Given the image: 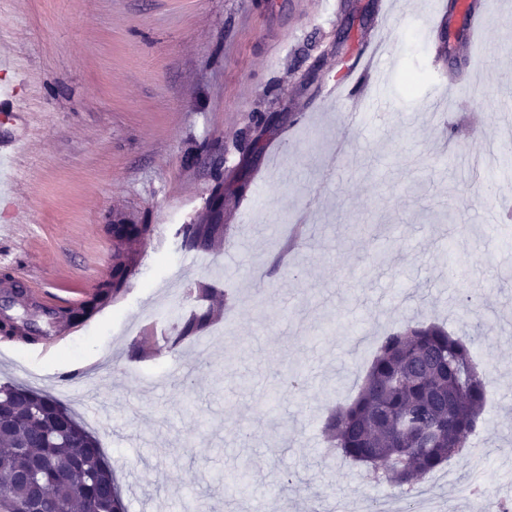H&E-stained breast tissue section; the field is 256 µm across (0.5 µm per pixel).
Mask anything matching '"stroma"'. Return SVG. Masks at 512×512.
Instances as JSON below:
<instances>
[{"label":"stroma","mask_w":512,"mask_h":512,"mask_svg":"<svg viewBox=\"0 0 512 512\" xmlns=\"http://www.w3.org/2000/svg\"><path fill=\"white\" fill-rule=\"evenodd\" d=\"M447 0H408L423 34H392L383 72L363 80L391 118H369L340 149L338 111L318 109L325 78L354 61L377 0H0V290H48L75 307L108 278L116 213L149 225L102 316L48 322L8 306L47 338L0 353V384L27 383L88 422L127 512H380L401 486H375L330 449L331 409L353 402L386 333L415 318L467 337L497 397L472 454L428 478L439 512H476L471 493L512 498V219L466 210L512 198L487 144L512 126V0L493 21L475 89L440 100L433 55ZM277 114L268 129L258 114ZM458 124L452 156L442 128ZM287 138L276 167L252 139ZM246 184L245 195L235 192ZM224 230L205 250L182 228ZM477 298L475 307L462 304ZM177 347L142 335L154 322ZM298 375L300 388L279 386ZM221 211L219 210L215 216L217 221L213 224L202 226L200 224H187L183 227V243L189 248H201L212 241L215 233L218 232L222 224H218L221 219Z\"/></svg>","instance_id":"1"}]
</instances>
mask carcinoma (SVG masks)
Listing matches in <instances>:
<instances>
[{
	"instance_id": "obj_1",
	"label": "carcinoma",
	"mask_w": 512,
	"mask_h": 512,
	"mask_svg": "<svg viewBox=\"0 0 512 512\" xmlns=\"http://www.w3.org/2000/svg\"><path fill=\"white\" fill-rule=\"evenodd\" d=\"M215 222L183 227V243L201 248L220 229ZM146 224H124L116 237L110 277L78 308L49 310L72 325L118 292ZM207 315L185 320L173 344L203 330ZM437 325L409 323L383 337L358 398L325 425L343 458L369 467L368 475L405 486L409 493L467 447L481 422L487 384L471 345ZM126 512L112 466L96 437L54 396L16 384L0 386V512Z\"/></svg>"
}]
</instances>
